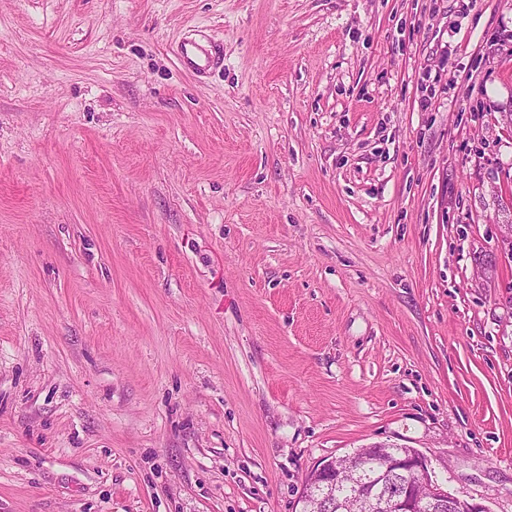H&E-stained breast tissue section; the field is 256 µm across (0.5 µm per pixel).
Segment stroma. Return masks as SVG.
Returning a JSON list of instances; mask_svg holds the SVG:
<instances>
[{
  "mask_svg": "<svg viewBox=\"0 0 512 512\" xmlns=\"http://www.w3.org/2000/svg\"><path fill=\"white\" fill-rule=\"evenodd\" d=\"M509 224L512 0H0V512H512ZM180 59L188 70L195 74H201L215 66L219 57H216L211 49L193 41L183 44ZM365 453H352L347 456L332 458L324 461L308 475L300 499V512H308L307 506L314 497L310 492L318 487H332L337 482L340 463L344 462L350 471L359 474L358 481L352 486L353 493L349 499L357 501V506L363 507L371 497L367 471L369 464L377 466L371 476L380 483H388V494L377 500V510L381 512H416L420 499L428 500L438 512H488L479 503L461 502L460 499L432 483L429 475L430 462L428 458L415 448H408L397 455L386 454V448L391 447L385 443H374L365 447ZM404 477L401 481L400 477ZM390 482V483H389ZM395 482V483H392ZM437 507V508H436Z\"/></svg>",
  "mask_w": 512,
  "mask_h": 512,
  "instance_id": "1",
  "label": "stroma"
}]
</instances>
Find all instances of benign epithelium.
Returning a JSON list of instances; mask_svg holds the SVG:
<instances>
[{
    "label": "benign epithelium",
    "mask_w": 512,
    "mask_h": 512,
    "mask_svg": "<svg viewBox=\"0 0 512 512\" xmlns=\"http://www.w3.org/2000/svg\"><path fill=\"white\" fill-rule=\"evenodd\" d=\"M388 445L374 443L366 447L365 453H352L332 458L320 464L308 475L300 499V512H308L307 506L312 500L310 492L318 487H332L337 482L340 464L357 474L359 479L353 486L351 499L357 505H364L371 497L367 478L368 467L377 466L372 475L380 483H388L387 496L377 500L379 512H416L420 500L425 499L436 508V512H488L479 503L462 502L432 483L429 475L428 458L415 448L401 451L396 455L386 454Z\"/></svg>",
    "instance_id": "1"
}]
</instances>
